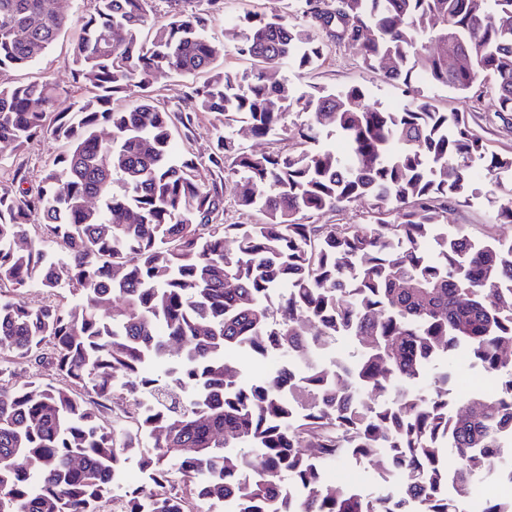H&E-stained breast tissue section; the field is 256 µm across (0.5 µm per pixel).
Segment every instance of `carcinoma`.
Segmentation results:
<instances>
[{
  "label": "carcinoma",
  "instance_id": "obj_1",
  "mask_svg": "<svg viewBox=\"0 0 512 512\" xmlns=\"http://www.w3.org/2000/svg\"><path fill=\"white\" fill-rule=\"evenodd\" d=\"M95 2L70 46L86 97L64 106L41 78L0 83L1 152L45 134L63 145L36 193L19 168L0 184V285L52 293L65 282L75 296H0V352L54 375L17 387L0 368V512H99L128 459L147 483L123 491L119 512H192V500L224 512H458L481 496L479 479L512 483V237L477 243L448 228V208L476 193L477 162L512 224L501 181L512 152L488 151L465 113L424 97L365 108L360 86L298 95L279 77L361 33L364 68L461 92L487 77L504 120L512 0H301L303 24L247 13L224 31L252 62L242 74L217 64L212 13L175 8L160 22L153 0ZM71 8L0 0V71L31 68ZM162 72L207 75L191 83L192 107L154 103ZM201 112L219 121L206 178L172 148ZM240 122L259 136L291 131L299 149L243 151ZM330 133L344 153L323 145ZM229 181L260 223H217ZM355 200L373 221L304 223ZM340 336L362 342V358L317 364ZM234 353L282 365L255 379ZM459 356L499 383L476 411L449 397L447 372L421 389ZM118 389L132 428L104 422ZM351 450L400 480L370 497L329 483L319 463Z\"/></svg>",
  "mask_w": 512,
  "mask_h": 512
}]
</instances>
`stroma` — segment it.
Here are the masks:
<instances>
[{
  "label": "stroma",
  "mask_w": 512,
  "mask_h": 512,
  "mask_svg": "<svg viewBox=\"0 0 512 512\" xmlns=\"http://www.w3.org/2000/svg\"><path fill=\"white\" fill-rule=\"evenodd\" d=\"M94 7V0H74L69 29L36 60L31 69L32 75L56 84L62 100L66 102L81 99L85 95L84 90L77 88L71 78L69 44L78 35L84 17L92 13ZM247 11L285 15L295 22L301 19L298 0H224V9L215 14L210 28L212 39L216 43H223L227 23ZM281 75L299 94L320 87L332 90L358 85L365 90V102L369 105L378 102L392 107L407 101L404 85L384 81L379 73L365 69L357 47L344 43L329 46L324 59L313 68L301 73L285 68ZM423 93L438 111L467 113L472 130L482 137L489 150L497 153L512 152V123H503L494 116L490 109L488 83L476 82L463 93L449 87L427 86ZM59 151L58 143L51 136L45 135L31 141L19 152H0V182L10 183L14 170L19 168L27 176V188L36 189L44 168L52 163ZM488 188V183H479L476 195L466 203L452 206L448 211L449 223L463 227L477 241L512 235V224L497 221L495 210L485 197Z\"/></svg>",
  "instance_id": "35a3bbf8"
}]
</instances>
